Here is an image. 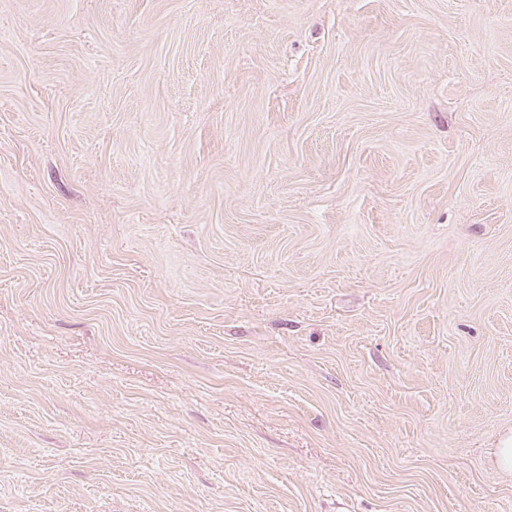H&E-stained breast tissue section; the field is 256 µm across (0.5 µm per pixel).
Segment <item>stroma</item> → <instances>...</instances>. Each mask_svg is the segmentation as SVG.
Here are the masks:
<instances>
[{"mask_svg": "<svg viewBox=\"0 0 512 512\" xmlns=\"http://www.w3.org/2000/svg\"><path fill=\"white\" fill-rule=\"evenodd\" d=\"M512 0H0V512H512Z\"/></svg>", "mask_w": 512, "mask_h": 512, "instance_id": "stroma-1", "label": "stroma"}]
</instances>
